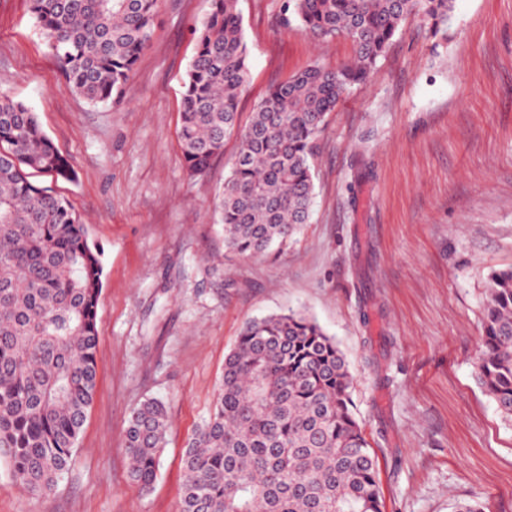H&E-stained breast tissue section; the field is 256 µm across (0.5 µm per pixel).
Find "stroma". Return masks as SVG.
Instances as JSON below:
<instances>
[{
	"instance_id": "1",
	"label": "stroma",
	"mask_w": 512,
	"mask_h": 512,
	"mask_svg": "<svg viewBox=\"0 0 512 512\" xmlns=\"http://www.w3.org/2000/svg\"><path fill=\"white\" fill-rule=\"evenodd\" d=\"M287 0H238L249 117L347 39L283 25ZM209 0H161L115 104L64 86L29 0H0V92L36 112L72 181L65 197L102 250L97 387L70 467L32 494L0 460V512H179L182 453L214 404L248 320L298 309L343 351L375 455L383 512H512V421L477 382L488 275L512 266V0H454L440 33L409 17L366 86L317 142L309 223L264 257L225 248L217 194L236 152L188 176L178 138L195 29ZM169 428L157 480L128 476L123 429L144 400Z\"/></svg>"
}]
</instances>
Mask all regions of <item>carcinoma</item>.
<instances>
[{
	"instance_id": "carcinoma-1",
	"label": "carcinoma",
	"mask_w": 512,
	"mask_h": 512,
	"mask_svg": "<svg viewBox=\"0 0 512 512\" xmlns=\"http://www.w3.org/2000/svg\"><path fill=\"white\" fill-rule=\"evenodd\" d=\"M65 73L93 104L119 102L148 46L159 0H30ZM238 0H211L182 97L187 172L203 174L237 143L218 196L224 244L248 258L285 243L310 218L315 140L326 115L366 83L402 23L434 31L453 0H289L288 21L319 39L344 37L352 61L314 63L271 87L246 123L239 100L248 48ZM70 180L68 159L36 113L0 93V455L32 494L68 471L97 383L101 252L70 204L23 168ZM480 386L512 420V267L490 274ZM336 341L301 311L245 323L225 356L211 413L182 455L180 512H382L375 459L353 411ZM165 404L148 399L124 428L129 478L157 479Z\"/></svg>"
}]
</instances>
